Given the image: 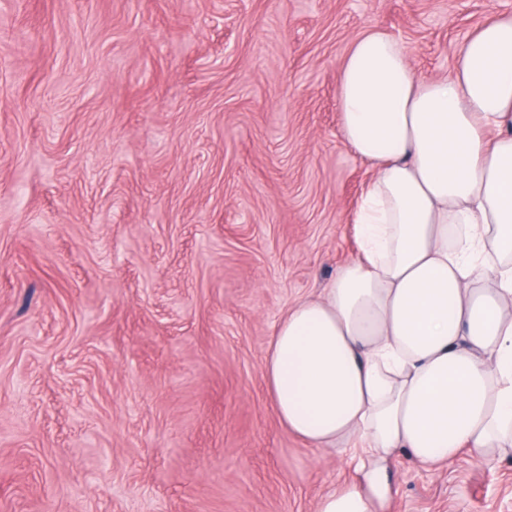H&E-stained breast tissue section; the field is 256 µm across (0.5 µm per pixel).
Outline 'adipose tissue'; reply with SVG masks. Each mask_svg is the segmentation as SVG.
<instances>
[{"label": "adipose tissue", "instance_id": "ef3b65f1", "mask_svg": "<svg viewBox=\"0 0 512 512\" xmlns=\"http://www.w3.org/2000/svg\"><path fill=\"white\" fill-rule=\"evenodd\" d=\"M344 143L373 172L358 256L276 325L265 378L308 445L363 447L359 481L317 512H386L392 461L512 456V15L469 36L445 78L372 27L337 79Z\"/></svg>", "mask_w": 512, "mask_h": 512}]
</instances>
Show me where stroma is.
I'll list each match as a JSON object with an SVG mask.
<instances>
[{
    "instance_id": "1",
    "label": "stroma",
    "mask_w": 512,
    "mask_h": 512,
    "mask_svg": "<svg viewBox=\"0 0 512 512\" xmlns=\"http://www.w3.org/2000/svg\"><path fill=\"white\" fill-rule=\"evenodd\" d=\"M512 0H0V512H315L353 451L271 406L274 328L358 255L366 28L448 74ZM392 512H512V461L399 456Z\"/></svg>"
}]
</instances>
